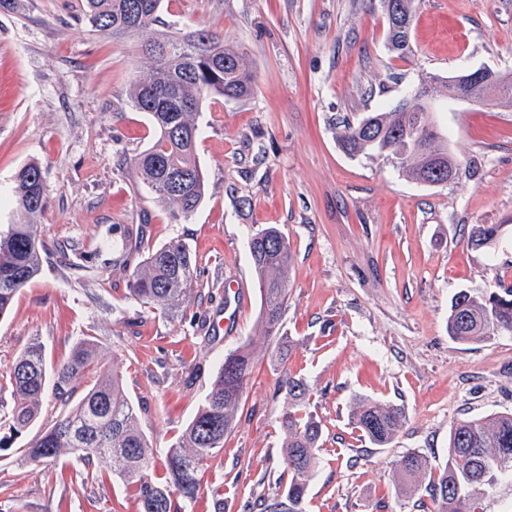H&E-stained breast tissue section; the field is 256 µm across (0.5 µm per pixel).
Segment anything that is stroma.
I'll use <instances>...</instances> for the list:
<instances>
[{"mask_svg": "<svg viewBox=\"0 0 512 512\" xmlns=\"http://www.w3.org/2000/svg\"><path fill=\"white\" fill-rule=\"evenodd\" d=\"M82 9L81 0H17L0 11V193L39 162L46 196L37 235L79 260L46 263L0 318V512H137L107 466L88 470L69 454L52 465L23 460L21 448L62 413L54 396L21 436L4 427L12 408L4 375L28 344L42 343L52 370L84 335L101 343L98 370L119 369L140 430L159 450L193 418L225 353L249 344L256 371L240 422L205 461L204 491L189 512H243L278 492L288 397L274 391L273 342L248 251L251 234L270 225L293 255L280 330L293 343L286 367L306 382L322 424L309 512H436L430 497L401 494L397 461L417 452L444 467L454 423L512 413V336L465 344L448 335L456 293L512 285V109L433 102L459 160L442 185L351 158L337 135L367 113L414 105L422 75L512 74V0H420L406 61L387 48L380 0H168L163 24L222 31L244 48L254 78L249 99L208 102L198 117L207 191L185 220L140 188L129 163L153 135L128 101L146 66L141 39L92 30ZM476 224L498 226L494 245L468 246ZM174 238L202 270L177 318L127 291L146 249ZM235 278L249 286L242 306L226 295ZM220 318L234 320L235 334L208 331ZM362 399L403 410L388 445L353 428Z\"/></svg>", "mask_w": 512, "mask_h": 512, "instance_id": "obj_1", "label": "stroma"}]
</instances>
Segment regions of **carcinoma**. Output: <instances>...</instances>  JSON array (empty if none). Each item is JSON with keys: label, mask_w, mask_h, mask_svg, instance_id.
I'll return each mask as SVG.
<instances>
[{"label": "carcinoma", "mask_w": 512, "mask_h": 512, "mask_svg": "<svg viewBox=\"0 0 512 512\" xmlns=\"http://www.w3.org/2000/svg\"><path fill=\"white\" fill-rule=\"evenodd\" d=\"M419 0H381L387 22L388 50L399 59L412 54L410 29ZM163 0H84V16L95 30L114 38L141 35L147 71L133 81L129 102L143 112L156 130L132 166L153 200L186 219L203 202L206 178L198 157L197 118L205 102L217 97L243 100L253 92V75L243 62L240 46L224 44L222 33L198 28L184 31L159 28ZM429 99L451 97L453 84L433 76L423 78ZM490 84L505 86L498 105L512 108V77L492 71ZM338 143L350 157H384L407 179L421 184L448 182V171L458 169L431 113L409 111L399 103L383 112H371L357 124H348ZM45 178L35 162L16 176L10 202L20 215L17 224L0 231V317L11 309L18 293L39 276L50 250L38 238L34 225L43 210ZM493 225L475 226L468 245L487 247L496 235ZM249 259L260 298L259 318L272 338V353L287 362L291 341L280 335L288 300L292 254L288 239L275 226L251 236ZM200 277L195 257L179 239L151 249L129 276V293L142 305L176 317L193 283ZM503 333L512 335V288L479 295L461 291L448 312V335L462 343L483 341ZM98 350L92 336L77 340L70 357L53 375L46 371L41 342L34 339L8 372L13 407L9 431L21 434L39 415L47 391L65 406L56 423L34 444L21 449L23 459L50 463L62 453L76 457L88 469L105 463L123 480L138 502L137 512H187L203 488L201 465L224 447V437L237 426L254 368L245 343L224 355L211 389L181 436L164 449L166 476L155 480L151 462L156 454L138 427L137 412L122 386L118 371L102 373L85 394L69 405L67 386L90 372ZM286 391L288 408L281 415L286 438L282 448L288 480L281 491L263 496L249 510L307 512L309 480L317 464L321 424L304 410V382L285 373L275 392ZM403 412L392 404L363 400L351 411V423L372 444H389L402 426ZM403 489L425 491L437 503V512H487V490L512 494V414L499 413L458 421L450 431L448 463L432 467L415 452L396 465ZM428 478L417 484L419 476Z\"/></svg>", "instance_id": "1"}]
</instances>
